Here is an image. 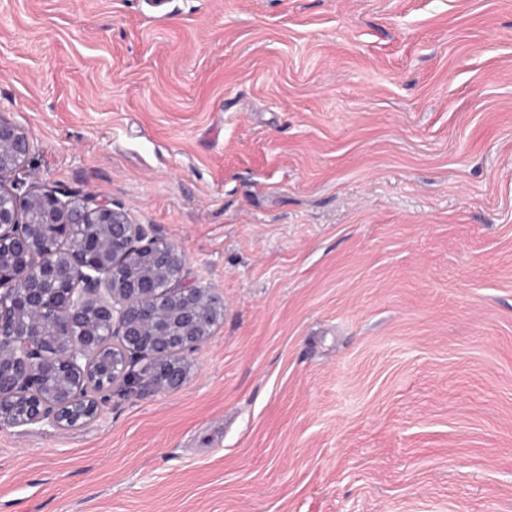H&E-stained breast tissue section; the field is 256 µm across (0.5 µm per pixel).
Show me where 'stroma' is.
Segmentation results:
<instances>
[{
    "mask_svg": "<svg viewBox=\"0 0 512 512\" xmlns=\"http://www.w3.org/2000/svg\"><path fill=\"white\" fill-rule=\"evenodd\" d=\"M0 113L224 296L0 512H512V0H0Z\"/></svg>",
    "mask_w": 512,
    "mask_h": 512,
    "instance_id": "1",
    "label": "stroma"
}]
</instances>
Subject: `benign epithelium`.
Returning <instances> with one entry per match:
<instances>
[{
  "mask_svg": "<svg viewBox=\"0 0 512 512\" xmlns=\"http://www.w3.org/2000/svg\"><path fill=\"white\" fill-rule=\"evenodd\" d=\"M37 147L0 113V430L85 425L116 384L181 387L224 315L151 226L21 177Z\"/></svg>",
  "mask_w": 512,
  "mask_h": 512,
  "instance_id": "obj_1",
  "label": "benign epithelium"
}]
</instances>
